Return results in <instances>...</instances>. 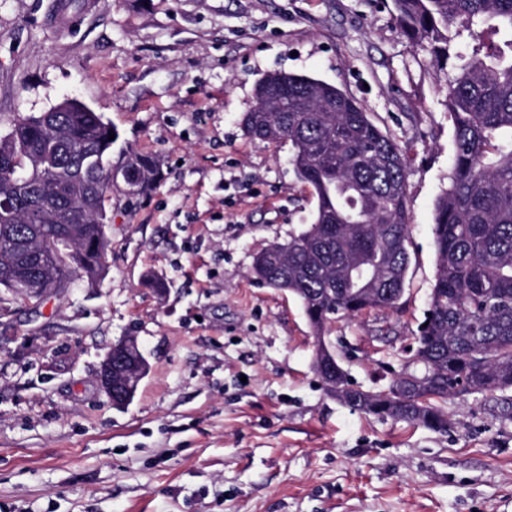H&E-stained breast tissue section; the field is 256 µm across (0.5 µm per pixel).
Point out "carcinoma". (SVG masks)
<instances>
[{
	"mask_svg": "<svg viewBox=\"0 0 512 512\" xmlns=\"http://www.w3.org/2000/svg\"><path fill=\"white\" fill-rule=\"evenodd\" d=\"M408 40L451 69L445 106L454 129L448 188L434 205L437 270L411 370L388 392L343 401L381 419L448 429V399L512 391V0H392ZM286 112H253V140L286 141L315 198L313 222L255 256L254 277L301 303L314 369L337 318L393 309L409 268L410 209L399 145L337 87L279 72ZM112 124L77 99L21 116L0 137V288L30 302L107 271L106 202L122 179L150 188L161 163L135 153L112 164ZM75 247L83 249L76 257Z\"/></svg>",
	"mask_w": 512,
	"mask_h": 512,
	"instance_id": "carcinoma-1",
	"label": "carcinoma"
}]
</instances>
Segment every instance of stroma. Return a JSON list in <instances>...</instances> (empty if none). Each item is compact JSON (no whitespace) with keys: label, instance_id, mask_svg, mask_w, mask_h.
<instances>
[{"label":"stroma","instance_id":"1","mask_svg":"<svg viewBox=\"0 0 512 512\" xmlns=\"http://www.w3.org/2000/svg\"><path fill=\"white\" fill-rule=\"evenodd\" d=\"M86 2L0 0V136L75 98L112 123L113 160L152 154L162 175L113 187L98 286L38 306L0 290V512H512L501 396L449 399L445 432L351 409L313 368L299 301L251 275L315 201L288 142L250 139L242 118L264 75L305 74L359 100L407 159L402 297L328 328L356 386L400 372L454 133L445 76L392 0ZM129 336L150 370L119 410L95 372Z\"/></svg>","mask_w":512,"mask_h":512}]
</instances>
